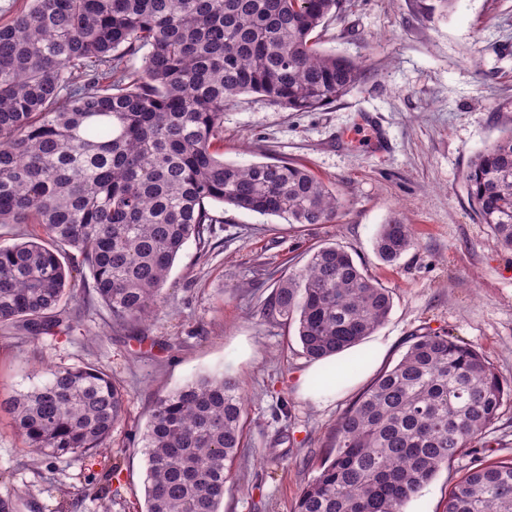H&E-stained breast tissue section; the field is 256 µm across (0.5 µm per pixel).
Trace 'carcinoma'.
Wrapping results in <instances>:
<instances>
[{
  "instance_id": "obj_1",
  "label": "carcinoma",
  "mask_w": 512,
  "mask_h": 512,
  "mask_svg": "<svg viewBox=\"0 0 512 512\" xmlns=\"http://www.w3.org/2000/svg\"><path fill=\"white\" fill-rule=\"evenodd\" d=\"M339 0H30L0 24V225L37 224L0 246V323L38 338L71 326L73 272L115 324L152 316L183 246H209L213 206L289 224H329L335 192L297 164L224 161V103L256 93L296 112L324 108L365 76L363 62L316 49ZM143 52L136 69L131 58ZM480 223L512 250V129L465 174ZM414 245L395 216L379 258ZM392 294L337 245L280 279L275 314L297 325L304 354L327 359L374 334ZM512 402L476 348L439 332L410 336L401 359L342 413L336 440L293 512H403L478 442ZM31 451L91 457L124 417L125 393L92 365L50 368L0 402ZM237 380L200 376L156 400L139 442L141 512H220L243 448ZM444 512H512V457L475 464Z\"/></svg>"
}]
</instances>
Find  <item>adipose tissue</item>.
Listing matches in <instances>:
<instances>
[{"label":"adipose tissue","instance_id":"1","mask_svg":"<svg viewBox=\"0 0 512 512\" xmlns=\"http://www.w3.org/2000/svg\"><path fill=\"white\" fill-rule=\"evenodd\" d=\"M386 350V343L378 340L369 347L334 356L332 361H316L299 374V391L318 404L336 402L376 367Z\"/></svg>","mask_w":512,"mask_h":512}]
</instances>
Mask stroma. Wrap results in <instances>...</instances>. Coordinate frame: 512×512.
Returning <instances> with one entry per match:
<instances>
[{"label": "stroma", "mask_w": 512, "mask_h": 512, "mask_svg": "<svg viewBox=\"0 0 512 512\" xmlns=\"http://www.w3.org/2000/svg\"><path fill=\"white\" fill-rule=\"evenodd\" d=\"M431 0H341L319 48L365 61L363 82L315 112H292L258 94L224 105L225 161L300 164L334 189L330 224L289 226L279 217L225 207L210 245L188 243L162 289L158 311L117 326L87 289L66 305L70 332L33 339L0 324V399L29 387L43 365L91 364L121 380L125 419L109 449L93 458L47 460L25 448L0 414V496L17 512H136L143 502L138 438L155 400L208 374L242 381L248 397L244 448L221 512H292L336 439L352 395L323 406L297 392L304 354L295 324L266 313L277 280L312 250L334 243L393 295L378 333L394 366L411 335L426 331L480 350L512 381V251L479 224L466 171L486 144L512 127V0H461L441 17ZM389 142L378 155L342 146L362 113ZM404 216L415 244L394 264L374 247L381 224ZM512 456V404H505L478 456L442 469L404 512H442L452 481L472 459Z\"/></svg>", "instance_id": "35a3bbf8"}]
</instances>
